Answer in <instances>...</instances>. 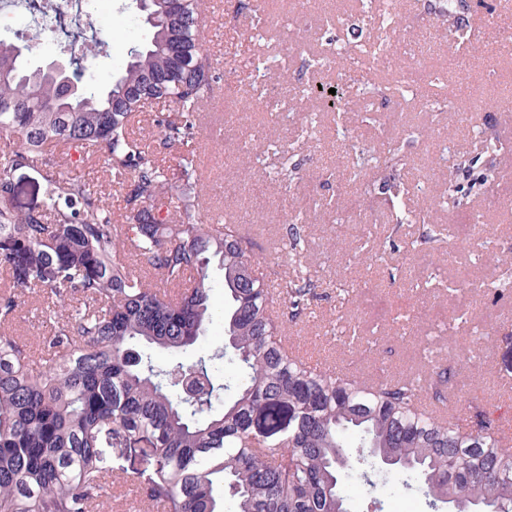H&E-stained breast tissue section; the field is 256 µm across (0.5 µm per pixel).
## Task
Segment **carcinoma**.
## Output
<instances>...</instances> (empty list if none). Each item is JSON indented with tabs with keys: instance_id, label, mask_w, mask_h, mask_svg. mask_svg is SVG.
<instances>
[{
	"instance_id": "1",
	"label": "carcinoma",
	"mask_w": 512,
	"mask_h": 512,
	"mask_svg": "<svg viewBox=\"0 0 512 512\" xmlns=\"http://www.w3.org/2000/svg\"><path fill=\"white\" fill-rule=\"evenodd\" d=\"M205 11V0H148L150 39L109 84L76 94L32 76L16 45L0 40V325L28 294L70 309L50 322V358L0 330V512H102L114 448L140 453L143 501L163 512H224L219 488L235 512H348L337 468L352 447L347 433L408 470L434 506L463 496L512 512V456L487 415L462 432L427 415L417 381L369 387L289 351L279 320L311 315L313 281L266 282L238 225L194 219L205 195L195 113L218 79L193 38ZM152 101L170 110L155 119L161 144L187 148L175 181L135 129ZM57 150L103 161L125 223L88 179L53 171ZM38 166L46 205L19 209L9 173ZM129 257L168 292L132 274ZM214 262L224 345L189 365L140 352L198 343L213 322Z\"/></svg>"
}]
</instances>
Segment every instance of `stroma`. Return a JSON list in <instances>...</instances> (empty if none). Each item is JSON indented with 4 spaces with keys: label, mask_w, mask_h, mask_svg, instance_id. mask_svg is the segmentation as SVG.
<instances>
[{
    "label": "stroma",
    "mask_w": 512,
    "mask_h": 512,
    "mask_svg": "<svg viewBox=\"0 0 512 512\" xmlns=\"http://www.w3.org/2000/svg\"><path fill=\"white\" fill-rule=\"evenodd\" d=\"M207 0V47L222 55L219 80L203 110L230 113L241 149H224V132L201 134L214 162L206 177L202 220L236 224L253 243L258 271L279 282L306 272L315 284V314L289 320L285 332L323 369L339 368L377 380L426 375L452 395L460 419L497 405L501 449L512 454V196L490 201L493 186L512 181V89H500L512 70V0H489L482 14L455 0L448 30L438 0ZM347 18V31L323 27V11ZM98 58L94 82L106 85L147 29L133 0ZM297 28L298 43L280 67L281 36ZM470 42L464 74L444 66ZM384 56L373 53L375 44ZM372 56V83L384 91L377 112L362 109L365 86L339 80L337 51ZM428 59L427 87L408 89L399 73L412 57ZM489 92L471 123L460 119L459 81ZM338 86L340 109L312 94L311 85ZM486 131L472 137L474 125ZM481 158L488 181L462 205L448 202L447 157ZM370 190L369 206L351 212L338 185ZM477 228H468L469 220ZM460 225L458 236L446 235ZM483 280L478 297L460 295L465 281ZM51 301L31 298L10 323L14 335L41 350ZM143 464L134 453L112 452L116 496L112 512H135L142 499ZM349 512H434L403 473L366 490L357 470H344Z\"/></svg>",
    "instance_id": "obj_1"
}]
</instances>
